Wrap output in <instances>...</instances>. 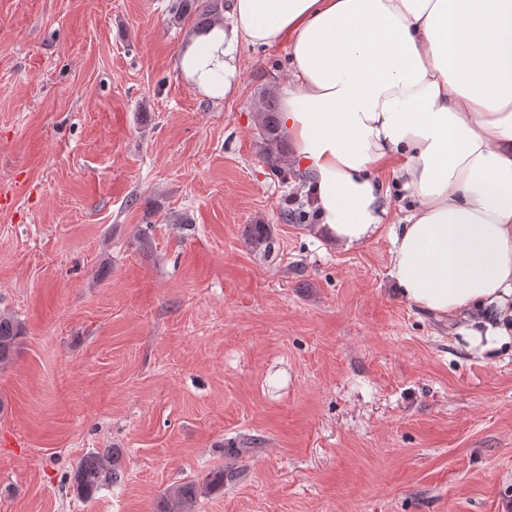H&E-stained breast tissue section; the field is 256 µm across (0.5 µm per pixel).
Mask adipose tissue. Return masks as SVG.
Wrapping results in <instances>:
<instances>
[{
	"mask_svg": "<svg viewBox=\"0 0 512 512\" xmlns=\"http://www.w3.org/2000/svg\"><path fill=\"white\" fill-rule=\"evenodd\" d=\"M287 44L280 128L323 234L380 232L415 308L512 337V0H234L179 53L212 98L241 89L240 45ZM408 206L388 223L379 172Z\"/></svg>",
	"mask_w": 512,
	"mask_h": 512,
	"instance_id": "1",
	"label": "adipose tissue"
}]
</instances>
